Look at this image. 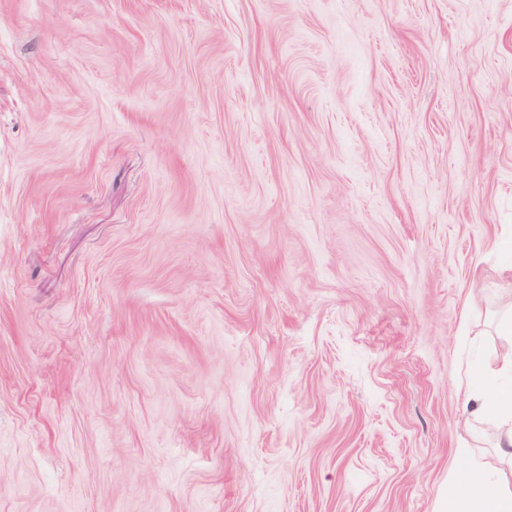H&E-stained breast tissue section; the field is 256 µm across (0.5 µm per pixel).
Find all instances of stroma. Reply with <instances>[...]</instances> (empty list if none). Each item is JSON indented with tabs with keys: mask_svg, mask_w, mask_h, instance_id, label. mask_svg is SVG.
Segmentation results:
<instances>
[{
	"mask_svg": "<svg viewBox=\"0 0 512 512\" xmlns=\"http://www.w3.org/2000/svg\"><path fill=\"white\" fill-rule=\"evenodd\" d=\"M509 265L512 0H0V512H436Z\"/></svg>",
	"mask_w": 512,
	"mask_h": 512,
	"instance_id": "1",
	"label": "stroma"
}]
</instances>
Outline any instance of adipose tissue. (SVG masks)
Here are the masks:
<instances>
[{"label":"adipose tissue","instance_id":"adipose-tissue-1","mask_svg":"<svg viewBox=\"0 0 512 512\" xmlns=\"http://www.w3.org/2000/svg\"><path fill=\"white\" fill-rule=\"evenodd\" d=\"M495 329L506 346L472 372L465 392L471 429L492 442L496 459L450 474L451 490L438 512H512V474L501 467L512 459V299L503 304Z\"/></svg>","mask_w":512,"mask_h":512}]
</instances>
